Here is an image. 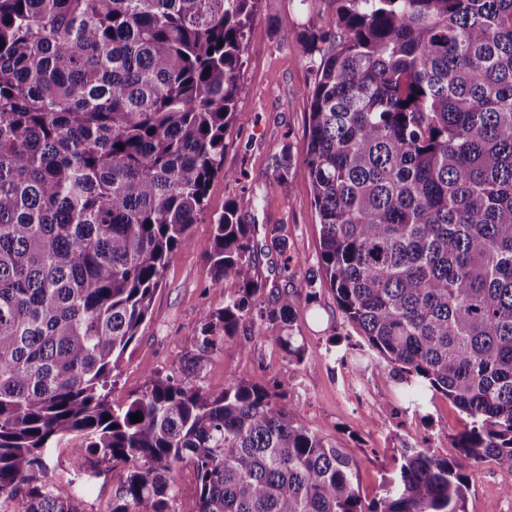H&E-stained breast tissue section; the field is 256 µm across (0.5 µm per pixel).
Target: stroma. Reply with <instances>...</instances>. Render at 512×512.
Segmentation results:
<instances>
[{
  "instance_id": "1",
  "label": "stroma",
  "mask_w": 512,
  "mask_h": 512,
  "mask_svg": "<svg viewBox=\"0 0 512 512\" xmlns=\"http://www.w3.org/2000/svg\"><path fill=\"white\" fill-rule=\"evenodd\" d=\"M332 0H279L275 12L256 13L247 35L235 119L224 137V168L231 178L216 176L207 191L203 216L191 226L186 245L171 255L145 323L113 373L112 405H126L141 393L148 374L172 376L213 393L231 380L268 386L281 381L286 406L295 409L309 430L346 449L357 465V485L365 499L381 494L395 461L404 448H427L445 456L467 418L444 396L422 410L398 409L380 422L385 408L397 407L394 387L376 367L356 368L343 362L341 352L360 340L336 304L334 293L320 288L315 301L297 296L298 313L292 334L302 347L300 363L289 362L273 342L243 345L226 340L217 351L203 354L195 372L184 368L205 309L223 307L238 293L232 282L213 285L206 259L214 235L212 221L224 204L244 199L242 223L256 227L254 251L266 284L261 299L275 304L291 290L320 252V220L310 181L300 175L279 179L275 163L290 150L302 164L307 147L311 92L318 58L304 55L298 36L312 21H332ZM288 240L286 254L268 251L275 233ZM291 268H284L285 257ZM127 466L110 462L99 467L83 512H111L112 497ZM468 512H512V471L494 464L475 467Z\"/></svg>"
}]
</instances>
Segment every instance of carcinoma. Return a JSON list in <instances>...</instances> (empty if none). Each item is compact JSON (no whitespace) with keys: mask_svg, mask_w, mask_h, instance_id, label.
Wrapping results in <instances>:
<instances>
[{"mask_svg":"<svg viewBox=\"0 0 512 512\" xmlns=\"http://www.w3.org/2000/svg\"><path fill=\"white\" fill-rule=\"evenodd\" d=\"M301 32L319 56L301 174L318 266L376 365L419 410L441 394L471 419L456 451L512 471V0H333ZM278 0H0V512H83L96 475L130 464L111 512H174L189 461L197 512H466L472 473L404 448L364 502L345 449L300 424L281 382L220 393L150 373L123 408L118 361L171 254L224 171L246 30ZM213 219L201 352L293 343L294 295L264 308L252 226ZM139 414L142 421L132 422ZM70 449L71 493L48 459Z\"/></svg>","mask_w":512,"mask_h":512,"instance_id":"obj_1","label":"carcinoma"}]
</instances>
